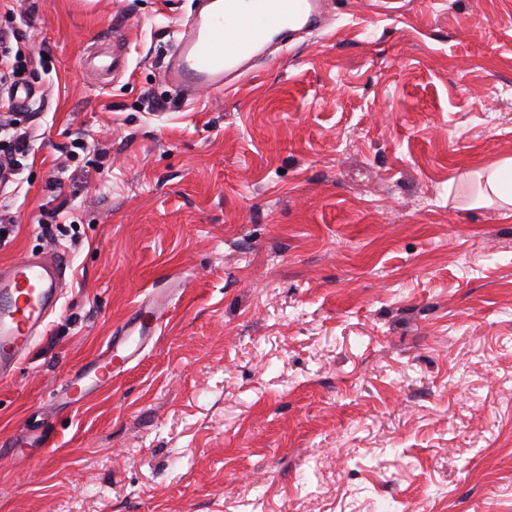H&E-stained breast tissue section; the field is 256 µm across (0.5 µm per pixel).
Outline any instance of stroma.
<instances>
[{"mask_svg": "<svg viewBox=\"0 0 512 512\" xmlns=\"http://www.w3.org/2000/svg\"><path fill=\"white\" fill-rule=\"evenodd\" d=\"M191 3L0 0L40 105L0 263L67 266L0 381V444L43 434L0 458V512H512V205L480 198L512 157V0H329L187 97L163 68ZM172 276L160 336L57 411Z\"/></svg>", "mask_w": 512, "mask_h": 512, "instance_id": "obj_1", "label": "stroma"}]
</instances>
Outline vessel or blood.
Instances as JSON below:
<instances>
[{"label":"vessel or blood","instance_id":"vessel-or-blood-1","mask_svg":"<svg viewBox=\"0 0 512 512\" xmlns=\"http://www.w3.org/2000/svg\"><path fill=\"white\" fill-rule=\"evenodd\" d=\"M326 0H196L178 28L176 50L163 72L170 85L190 92L233 88L271 47L326 26ZM65 269L51 256L27 257L0 266V380L11 378L42 336L58 306ZM183 283L148 293L103 343L95 358L69 375L54 404L71 409L111 383L116 364H128L161 329Z\"/></svg>","mask_w":512,"mask_h":512}]
</instances>
